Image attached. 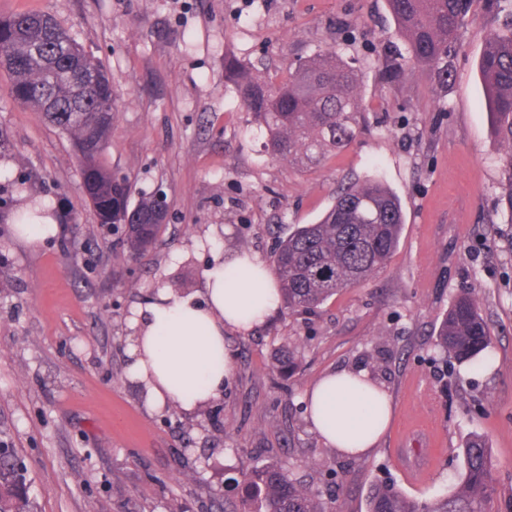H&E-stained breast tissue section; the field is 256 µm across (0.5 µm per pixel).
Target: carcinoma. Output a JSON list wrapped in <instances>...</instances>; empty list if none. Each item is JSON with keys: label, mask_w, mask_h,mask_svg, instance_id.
Wrapping results in <instances>:
<instances>
[{"label": "carcinoma", "mask_w": 512, "mask_h": 512, "mask_svg": "<svg viewBox=\"0 0 512 512\" xmlns=\"http://www.w3.org/2000/svg\"><path fill=\"white\" fill-rule=\"evenodd\" d=\"M395 38L375 58L385 79L422 72L448 86L450 65L461 48V33L474 0H386ZM492 20L479 61L494 133L506 151L509 184L502 204L512 214V0H485ZM10 77L9 96L42 113L70 140L85 196L100 224L123 226V243L134 255L154 244L168 205L145 193L131 201L132 187L105 161L112 134V82L99 63L50 15L0 16V70ZM226 80L252 112L273 158L313 162L346 146L361 112L359 78L352 62L330 49L302 57L278 81L249 71L240 61L224 62ZM26 178L0 183V221L30 224L38 211L17 212ZM403 213L396 195L380 179L355 180L336 194L334 205L315 224H302L278 242L273 256L284 308L313 310L336 293L383 269L401 233ZM440 354L476 364L491 345L490 329L471 292L457 295L440 318L434 336ZM462 471L454 491L431 501L409 497L395 483L375 480L365 512H492L497 494L490 448L478 436L461 448ZM14 449L0 448V512H33L26 475ZM241 497L224 512H334L333 502L292 477L286 459L241 470Z\"/></svg>", "instance_id": "cac0c4a2"}]
</instances>
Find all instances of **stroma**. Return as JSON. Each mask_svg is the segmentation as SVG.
<instances>
[{
  "mask_svg": "<svg viewBox=\"0 0 512 512\" xmlns=\"http://www.w3.org/2000/svg\"><path fill=\"white\" fill-rule=\"evenodd\" d=\"M51 15L108 71L116 100L106 158L134 192L162 188L168 218L131 258L86 203L68 138L8 95L0 72V181L25 175L63 227L25 244L0 223V441L24 461L38 512H212L242 466L287 455L293 476L364 512L371 480L439 496L458 482V450L484 437L496 512H512V217L501 205L505 153L484 106L478 62L490 30L475 0L453 76L440 87L373 67L394 23L385 0H0V15ZM336 49L359 61L367 106L348 146L313 164L271 158L224 80V59L274 79L298 57ZM381 178L405 224L386 267L316 312L274 313L226 333L223 396L152 411L129 371L134 310L157 283L195 292L212 254L270 261L279 238L312 224L344 184ZM476 293L492 337L479 364H434L438 317ZM290 370L277 369L283 350ZM362 367L386 387L388 432L365 458L324 446L306 388ZM434 421L428 479L397 459L407 430Z\"/></svg>",
  "mask_w": 512,
  "mask_h": 512,
  "instance_id": "obj_1",
  "label": "stroma"
}]
</instances>
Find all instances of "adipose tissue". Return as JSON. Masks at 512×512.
<instances>
[{
	"label": "adipose tissue",
	"instance_id": "ef3b65f1",
	"mask_svg": "<svg viewBox=\"0 0 512 512\" xmlns=\"http://www.w3.org/2000/svg\"><path fill=\"white\" fill-rule=\"evenodd\" d=\"M202 279L198 295L157 285L136 312L130 372L150 405L189 412L222 397L232 368L225 332L249 335L281 304L276 275L254 254L215 256ZM305 399L320 439L346 456L368 455L392 418L387 392L359 368L324 374Z\"/></svg>",
	"mask_w": 512,
	"mask_h": 512
}]
</instances>
